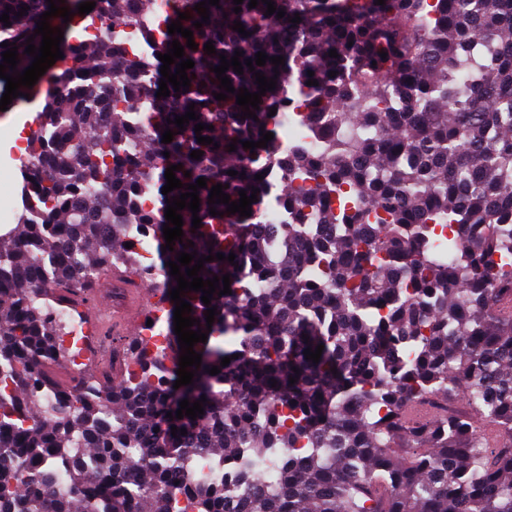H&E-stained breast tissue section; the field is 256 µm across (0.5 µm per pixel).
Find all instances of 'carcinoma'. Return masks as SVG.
<instances>
[{
    "mask_svg": "<svg viewBox=\"0 0 512 512\" xmlns=\"http://www.w3.org/2000/svg\"><path fill=\"white\" fill-rule=\"evenodd\" d=\"M94 2L87 18L111 35L63 39V58L17 97L42 99L30 158L44 209L40 223L25 209L0 234V366L39 392L0 398V512H512V0H274L282 18L262 2L236 13L220 0L200 28L201 0H169L164 14L157 0ZM48 9L0 0L11 22H0V64L10 43L16 69L31 65L26 40L40 47ZM180 12L196 49L168 34ZM175 39L194 61L190 87L158 98V54ZM237 50L242 62L285 57L225 72L251 93L255 73L276 78L255 120L241 118L236 94L213 96L210 68ZM297 97L290 119L317 151L243 148L277 133L270 109L283 114ZM192 103L200 119L180 133L167 119ZM200 123L214 126L201 131L212 144L197 142ZM179 163L184 187L162 194ZM200 177L201 226L179 211L182 242L161 254L165 342L136 334L112 355V374L90 373L67 405L75 389L49 372L67 351L51 309L71 305L79 318L92 278L144 277L135 245L148 234L166 245L168 201ZM273 178L294 223H255ZM217 183L232 201L258 190L251 216L209 205ZM181 250L233 253L238 265L198 272L230 274L232 294L209 305L201 291L181 294L200 321L192 330L208 337L193 347V384L175 389L178 283L165 262ZM319 344V362L305 359ZM203 396L196 419L167 418ZM460 399L467 411L448 412ZM20 414L33 426L3 429Z\"/></svg>",
    "mask_w": 512,
    "mask_h": 512,
    "instance_id": "carcinoma-1",
    "label": "carcinoma"
}]
</instances>
